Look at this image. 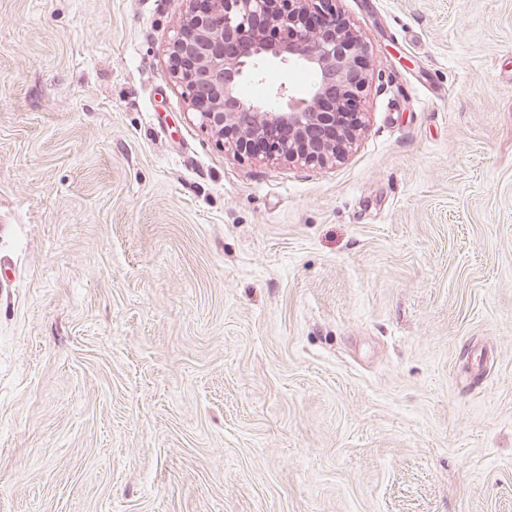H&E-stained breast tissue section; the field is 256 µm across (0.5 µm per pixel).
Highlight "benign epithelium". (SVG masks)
I'll list each match as a JSON object with an SVG mask.
<instances>
[{"instance_id":"1","label":"benign epithelium","mask_w":512,"mask_h":512,"mask_svg":"<svg viewBox=\"0 0 512 512\" xmlns=\"http://www.w3.org/2000/svg\"><path fill=\"white\" fill-rule=\"evenodd\" d=\"M169 39L171 77L200 126L240 155L323 166L347 154L363 125L368 45L336 0H186ZM314 72L302 94L281 82L268 100L242 94L265 66Z\"/></svg>"}]
</instances>
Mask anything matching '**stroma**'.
<instances>
[{
  "label": "stroma",
  "mask_w": 512,
  "mask_h": 512,
  "mask_svg": "<svg viewBox=\"0 0 512 512\" xmlns=\"http://www.w3.org/2000/svg\"><path fill=\"white\" fill-rule=\"evenodd\" d=\"M185 0H0V512H512V0H337L342 162L168 71Z\"/></svg>",
  "instance_id": "1"
}]
</instances>
